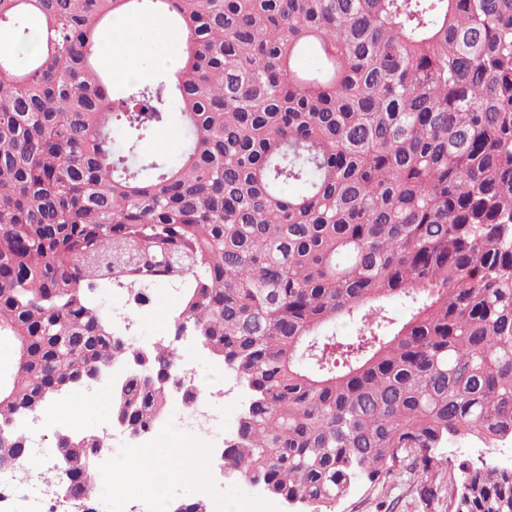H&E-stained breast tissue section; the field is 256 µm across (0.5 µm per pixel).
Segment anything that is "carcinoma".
Instances as JSON below:
<instances>
[{
  "instance_id": "cac0c4a2",
  "label": "carcinoma",
  "mask_w": 512,
  "mask_h": 512,
  "mask_svg": "<svg viewBox=\"0 0 512 512\" xmlns=\"http://www.w3.org/2000/svg\"><path fill=\"white\" fill-rule=\"evenodd\" d=\"M140 13L183 30L182 61L115 98L102 31ZM0 31L1 466L49 386L117 362L112 420L166 414L175 348L139 353L91 301L116 251L192 275L173 332L244 393L224 464L300 512L512 444V0H0ZM174 112L183 153L144 154ZM83 436L54 445L97 512L108 435ZM441 493L512 512V468L462 460Z\"/></svg>"
}]
</instances>
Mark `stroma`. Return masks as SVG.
<instances>
[{
    "mask_svg": "<svg viewBox=\"0 0 512 512\" xmlns=\"http://www.w3.org/2000/svg\"><path fill=\"white\" fill-rule=\"evenodd\" d=\"M127 34L125 18H115L104 30L98 60L105 71L114 94L125 92L131 80L148 82L163 69V57H179L185 43L182 31L172 23H150L145 27L138 48L136 73L128 78L113 64L110 49L122 43ZM194 280L185 274L171 279L138 280L115 271L95 284L93 298L112 327L124 328L126 336L139 348H153L160 343V326H172L180 311L181 301ZM194 368L200 381L223 389L222 398L212 400L211 407L221 416L219 437L232 433L238 421L242 391L235 378L222 371L207 354H200ZM90 410L73 428L74 433L95 430L107 433L112 450L110 459L122 461L127 455L124 438L112 428L110 393L92 392L84 397ZM484 449L467 443H454L437 449L440 465L429 472L415 470L404 463L400 475L383 478L376 483H362L340 499L334 512H447L443 497L425 499L426 487L445 483L450 465L463 459L484 457ZM102 493L97 502L98 512H151L156 491L153 485L130 479L125 494L112 492V479L100 475Z\"/></svg>",
    "mask_w": 512,
    "mask_h": 512,
    "instance_id": "1",
    "label": "stroma"
}]
</instances>
